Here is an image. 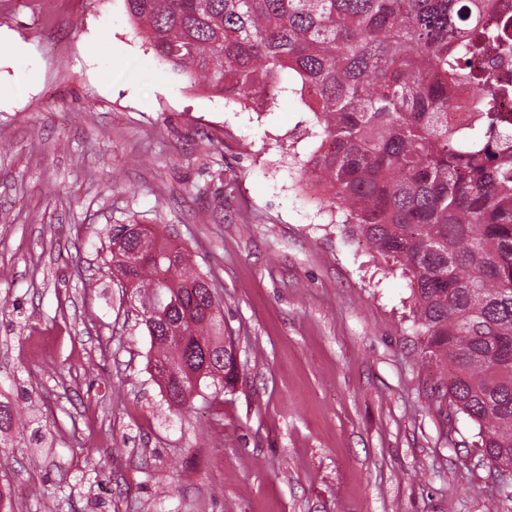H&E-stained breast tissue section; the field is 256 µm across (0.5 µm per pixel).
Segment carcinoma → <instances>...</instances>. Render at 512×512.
<instances>
[{"label":"carcinoma","instance_id":"cac0c4a2","mask_svg":"<svg viewBox=\"0 0 512 512\" xmlns=\"http://www.w3.org/2000/svg\"><path fill=\"white\" fill-rule=\"evenodd\" d=\"M134 31L171 72L227 103L291 91L320 128L302 161L348 236L401 267L426 358L448 367L439 398L512 464V83L507 0H125ZM496 13L495 23L487 22ZM467 102L471 120L453 109ZM111 251L139 298L153 376L177 410L183 364L221 394L238 369L184 249L149 228ZM17 405L0 401V434Z\"/></svg>","mask_w":512,"mask_h":512}]
</instances>
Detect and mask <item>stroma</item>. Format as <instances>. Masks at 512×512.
Listing matches in <instances>:
<instances>
[{
	"label": "stroma",
	"mask_w": 512,
	"mask_h": 512,
	"mask_svg": "<svg viewBox=\"0 0 512 512\" xmlns=\"http://www.w3.org/2000/svg\"><path fill=\"white\" fill-rule=\"evenodd\" d=\"M0 444L14 512H512L478 428L434 390L401 269L299 181L320 144L298 96L189 87L124 0H0ZM186 249L239 351L234 388L169 410L113 227Z\"/></svg>",
	"instance_id": "obj_1"
}]
</instances>
